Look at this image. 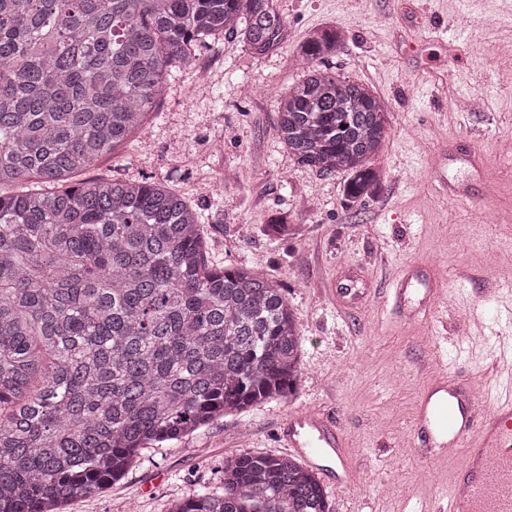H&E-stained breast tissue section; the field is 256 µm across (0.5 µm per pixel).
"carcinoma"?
I'll list each match as a JSON object with an SVG mask.
<instances>
[{
	"instance_id": "carcinoma-1",
	"label": "carcinoma",
	"mask_w": 512,
	"mask_h": 512,
	"mask_svg": "<svg viewBox=\"0 0 512 512\" xmlns=\"http://www.w3.org/2000/svg\"><path fill=\"white\" fill-rule=\"evenodd\" d=\"M276 0H0V512H59L121 480L145 448L295 394L303 336L252 268L209 264L198 210L153 180L72 182L128 143L171 71L226 34L278 52ZM345 40L309 35L276 102L295 161L376 196L390 112L323 67ZM170 512H330L293 457L224 459Z\"/></svg>"
}]
</instances>
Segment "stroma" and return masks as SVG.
<instances>
[{
    "label": "stroma",
    "mask_w": 512,
    "mask_h": 512,
    "mask_svg": "<svg viewBox=\"0 0 512 512\" xmlns=\"http://www.w3.org/2000/svg\"><path fill=\"white\" fill-rule=\"evenodd\" d=\"M288 43L255 56L224 35L196 68L173 70L159 110L131 142L81 172L167 182L200 207L207 257L218 266L265 271L288 296L303 336V376L295 395L224 416L160 448L144 450L126 477L68 502L64 512H169L201 486L222 491L224 459L247 449L285 455L277 430L289 414L319 410L337 423L351 489L323 488L333 512H420L447 500L455 462H423L413 446V403L437 360L487 381L497 355L492 334L512 299H492L483 282L448 286L453 313L478 317L463 348L430 325L403 320L381 300L412 262L443 277L483 268L487 253L512 264V73L496 62L512 46V16L500 0H277ZM342 29L329 64L388 106L391 127L372 167L375 198L350 201L348 177L297 164L275 132V100L300 71L293 64L309 34ZM484 109L449 113L465 95ZM474 135L480 167L462 160ZM462 185L459 204L440 183ZM284 224L286 235H271ZM353 276L357 303L335 293Z\"/></svg>",
    "instance_id": "35a3bbf8"
}]
</instances>
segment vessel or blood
<instances>
[{
	"label": "vessel or blood",
	"mask_w": 512,
	"mask_h": 512,
	"mask_svg": "<svg viewBox=\"0 0 512 512\" xmlns=\"http://www.w3.org/2000/svg\"><path fill=\"white\" fill-rule=\"evenodd\" d=\"M444 280L432 264H419L393 278L384 301L410 321H431L440 310ZM500 368L476 386L445 369L436 370L413 407V436L426 462L453 456L460 465L450 482L446 512H512V344L499 342ZM283 438L328 480L344 487L351 473L344 457L329 459L342 437L333 422L314 411L289 416Z\"/></svg>",
	"instance_id": "b4317fda"
}]
</instances>
